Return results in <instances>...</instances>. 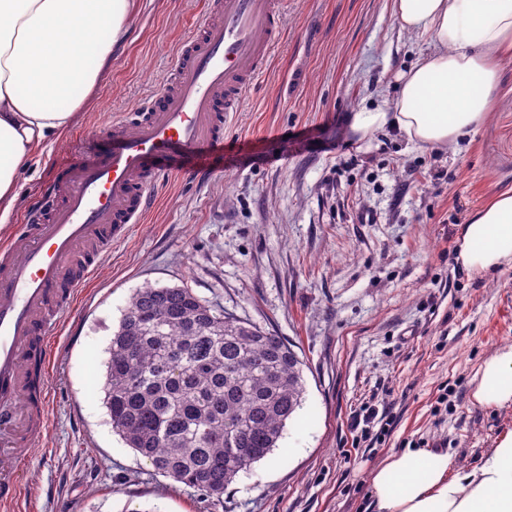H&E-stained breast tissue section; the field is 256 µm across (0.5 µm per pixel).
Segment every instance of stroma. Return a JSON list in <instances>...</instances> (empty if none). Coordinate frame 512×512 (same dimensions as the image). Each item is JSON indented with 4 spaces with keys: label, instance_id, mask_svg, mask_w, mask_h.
I'll return each mask as SVG.
<instances>
[{
    "label": "stroma",
    "instance_id": "obj_1",
    "mask_svg": "<svg viewBox=\"0 0 512 512\" xmlns=\"http://www.w3.org/2000/svg\"><path fill=\"white\" fill-rule=\"evenodd\" d=\"M207 0H140L98 104L46 150L25 182L13 237L64 165L109 151L105 124L160 86ZM282 44L224 151L201 175L154 190L143 222L99 260L52 350L49 428L21 463L8 512H376L369 475L409 448L477 464L512 429L473 381L512 343V267L478 275L458 260L470 215L512 188V59L475 136L420 149L385 129L355 142L360 107L392 102L395 76L425 49L392 0H283ZM185 286L215 309L281 336L306 392L277 448L215 499L154 471L113 433L102 404L107 348L136 288ZM394 429L356 448L350 414L370 395Z\"/></svg>",
    "mask_w": 512,
    "mask_h": 512
}]
</instances>
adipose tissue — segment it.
<instances>
[{"label": "adipose tissue", "mask_w": 512, "mask_h": 512, "mask_svg": "<svg viewBox=\"0 0 512 512\" xmlns=\"http://www.w3.org/2000/svg\"><path fill=\"white\" fill-rule=\"evenodd\" d=\"M136 0H0V226L13 223L20 178L95 102L113 51L129 37ZM399 27L425 37L396 75L392 103L352 113L359 141L391 128L421 148L475 135L503 59L512 58V0H393ZM461 264L486 274L512 265V189L480 207L459 237ZM485 407H512V344L475 377ZM377 512H512V430L470 468L428 448L389 455L370 474Z\"/></svg>", "instance_id": "adipose-tissue-1"}]
</instances>
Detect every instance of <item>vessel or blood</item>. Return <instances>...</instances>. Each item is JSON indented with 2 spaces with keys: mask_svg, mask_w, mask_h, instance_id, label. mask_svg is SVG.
Returning <instances> with one entry per match:
<instances>
[{
  "mask_svg": "<svg viewBox=\"0 0 512 512\" xmlns=\"http://www.w3.org/2000/svg\"><path fill=\"white\" fill-rule=\"evenodd\" d=\"M280 0H210L184 38L158 93L108 125L112 147L62 168L16 240L0 244V503L16 502L28 456L46 428L52 335L79 288L98 271L101 248L140 223L159 181L208 164L224 127L282 42Z\"/></svg>",
  "mask_w": 512,
  "mask_h": 512,
  "instance_id": "vessel-or-blood-1",
  "label": "vessel or blood"
}]
</instances>
